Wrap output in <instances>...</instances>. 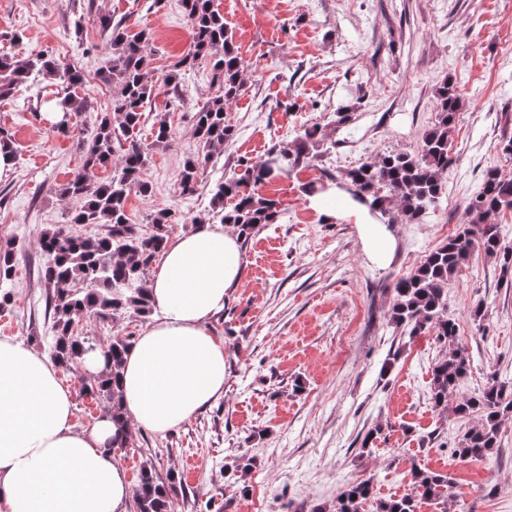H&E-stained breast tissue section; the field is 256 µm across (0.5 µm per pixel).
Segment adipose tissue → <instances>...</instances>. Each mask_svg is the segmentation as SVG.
<instances>
[{
    "label": "adipose tissue",
    "instance_id": "adipose-tissue-1",
    "mask_svg": "<svg viewBox=\"0 0 512 512\" xmlns=\"http://www.w3.org/2000/svg\"><path fill=\"white\" fill-rule=\"evenodd\" d=\"M321 213L355 214L364 249L386 262L395 239L367 208L332 188L311 195ZM237 232L196 224L166 242L149 281L154 318L124 356L126 425L101 413L77 427L60 368L36 348L0 339V512H128L132 488L110 452L134 430L171 431L224 393L226 353L211 331L243 275Z\"/></svg>",
    "mask_w": 512,
    "mask_h": 512
}]
</instances>
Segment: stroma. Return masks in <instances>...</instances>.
Segmentation results:
<instances>
[{
  "label": "stroma",
  "mask_w": 512,
  "mask_h": 512,
  "mask_svg": "<svg viewBox=\"0 0 512 512\" xmlns=\"http://www.w3.org/2000/svg\"><path fill=\"white\" fill-rule=\"evenodd\" d=\"M215 3L246 66V90L227 110L237 135L214 155L197 193L180 195L179 174L194 146L191 117L214 93L208 62L197 61L182 73L178 95L159 91L144 111L140 137L150 148L153 194L130 196L133 223L150 232L164 208L212 218L210 190L237 159L293 144L303 126L321 124L333 146L265 185L285 211L244 244L241 285L211 322L227 352L224 395L171 432H136L117 454L129 480L149 449L159 475L172 470L182 481L174 512H309L333 505L340 487L362 477L372 478L377 497L408 494L416 465L451 477V512H512V417L496 452L460 458L454 449L463 426L430 401L431 368L444 348L432 334L397 336L387 324L391 281L466 223L487 169L512 176V159L498 151L512 138V0ZM101 14L150 31L153 79L189 49L180 0H0V55L44 53L80 69L76 93L87 104L63 136L46 119L65 95L60 85L33 76L0 98V128L14 150L11 171L0 175V245L11 240L19 248L0 338L35 346L47 327L42 229L68 224L85 237L108 231L71 224L75 202L60 193L77 164L78 137L90 136L98 115L112 108V88L98 75L106 64L97 49ZM448 79L463 108L446 193L422 222L391 225L394 253L377 263L353 219L326 220L304 189L388 151L415 150L434 122L435 91ZM342 105L355 111L339 127L334 113ZM162 116L173 133L166 148L152 144ZM480 301L486 309L478 320ZM448 313L470 356L463 393L493 379L512 387V279L501 280L497 259L476 255L451 279ZM374 428L377 438L362 447ZM240 455L254 460L241 483L224 475Z\"/></svg>",
  "instance_id": "35a3bbf8"
}]
</instances>
